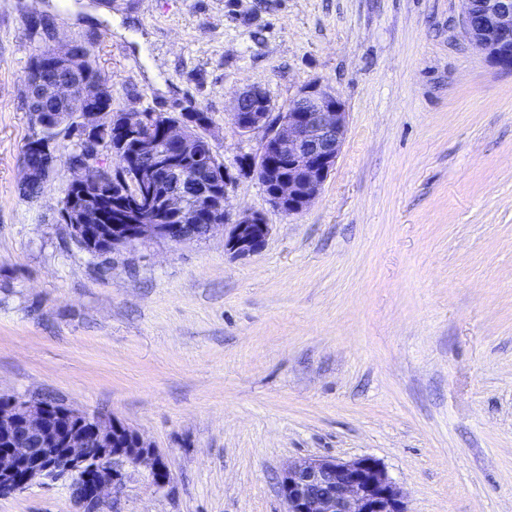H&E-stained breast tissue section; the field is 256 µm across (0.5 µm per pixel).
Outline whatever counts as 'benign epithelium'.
<instances>
[{
  "label": "benign epithelium",
  "mask_w": 512,
  "mask_h": 512,
  "mask_svg": "<svg viewBox=\"0 0 512 512\" xmlns=\"http://www.w3.org/2000/svg\"><path fill=\"white\" fill-rule=\"evenodd\" d=\"M464 33L489 61L512 70V0H459ZM59 74L49 78L44 70ZM26 98L31 104L52 100L59 112L52 118L32 113L40 130H56L69 123L66 109H80L83 126L80 149L93 157L72 166V191L64 193L60 211L75 235L101 238L112 250L152 240L181 243L209 237L224 226L226 198H216L219 188L231 184L228 167L208 165L207 180L188 192L185 171L159 164L135 172V205L125 199L105 200L101 188L112 181L111 167L95 160L101 142L96 133L111 120L99 103L107 85L91 77L74 45L52 46L51 59L33 66L24 76ZM264 90L250 87L235 99L229 118L243 137L262 133L260 152L270 155L264 169L250 158H237L241 175L271 185L270 204L289 216L304 212L320 194L336 164L345 141L348 112L341 98L321 82L304 85L289 103L288 111L246 110ZM197 114L183 112L161 126L160 136L142 138L141 153L160 160L168 146L193 157L213 153L209 138L190 135ZM51 153L38 162L21 158L20 185L47 181L57 167ZM207 222H197L199 212ZM174 215L179 223L162 224L155 214ZM270 226L261 214L246 213L230 225L225 247L234 257L246 259L259 252ZM0 497L21 493L34 484L61 483L72 490L79 512H124L121 498L128 479L142 473L158 491L169 486L172 473L159 451L136 430L122 427L115 417L86 413L83 417L54 416L39 398L12 395L0 400ZM96 444L92 450L90 444ZM285 512H407L399 486L373 457L352 461L306 458L288 465L279 478Z\"/></svg>",
  "instance_id": "obj_1"
}]
</instances>
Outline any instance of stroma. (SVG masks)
<instances>
[{"label": "stroma", "mask_w": 512, "mask_h": 512, "mask_svg": "<svg viewBox=\"0 0 512 512\" xmlns=\"http://www.w3.org/2000/svg\"><path fill=\"white\" fill-rule=\"evenodd\" d=\"M33 12L92 48L114 110L207 112L230 167L260 143L228 118L241 88L279 112L328 85L348 129L320 195L288 216L237 177L229 214L270 226L246 259L220 230L90 256L60 217L71 137L19 194ZM1 394L151 442L172 482L132 476L123 512H283L288 463L363 456L408 512H512V72L458 0H0ZM0 512L78 507L34 486Z\"/></svg>", "instance_id": "obj_1"}]
</instances>
